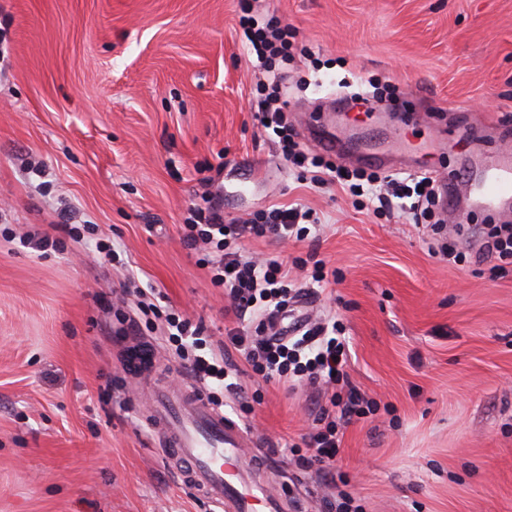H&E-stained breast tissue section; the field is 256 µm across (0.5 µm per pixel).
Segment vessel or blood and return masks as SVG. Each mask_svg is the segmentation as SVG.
I'll return each instance as SVG.
<instances>
[{"mask_svg":"<svg viewBox=\"0 0 512 512\" xmlns=\"http://www.w3.org/2000/svg\"><path fill=\"white\" fill-rule=\"evenodd\" d=\"M512 200V154L502 153L479 180L478 202L496 212ZM153 422L161 450L183 478L208 498L217 512H288L243 464L248 433L201 394L170 389L154 399Z\"/></svg>","mask_w":512,"mask_h":512,"instance_id":"vessel-or-blood-1","label":"vessel or blood"}]
</instances>
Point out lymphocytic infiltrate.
<instances>
[{
	"mask_svg": "<svg viewBox=\"0 0 512 512\" xmlns=\"http://www.w3.org/2000/svg\"><path fill=\"white\" fill-rule=\"evenodd\" d=\"M239 23L259 65L270 74L267 92L258 102V120L267 121L279 137L282 152L294 169L310 173L315 184L333 181L332 165L321 156L298 150L281 101L282 75L276 72L275 63L293 55L287 27L275 17L253 15L249 0H244ZM346 184L353 195L372 197L383 210H401L417 224L432 217L441 205L436 181L430 175L406 181L362 169L351 174ZM213 185V178L204 179L203 204L185 218L182 242L200 255L203 265L209 269L213 287L223 289L235 313L255 314L257 324L253 331L237 327L227 331L238 360L211 351L203 337L202 324L144 300L138 301L137 308L177 336L191 337L195 352L188 362L196 378L212 380L217 386L234 391L238 388L236 378L246 367L254 378L292 385L304 382L324 395L325 401L315 414L311 432L302 438L308 455L300 463L316 466L324 479L334 480L333 463L341 445L343 427L373 414L378 405L347 392L345 344L329 333L325 324L314 323L294 339L286 336L280 318L299 294L287 263L276 256L258 257L245 252V244L250 240H303L311 233L312 213L299 206L276 207L251 220L228 222Z\"/></svg>",
	"mask_w": 512,
	"mask_h": 512,
	"instance_id": "obj_1",
	"label": "lymphocytic infiltrate"
}]
</instances>
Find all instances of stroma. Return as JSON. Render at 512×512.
<instances>
[{
	"instance_id": "35a3bbf8",
	"label": "stroma",
	"mask_w": 512,
	"mask_h": 512,
	"mask_svg": "<svg viewBox=\"0 0 512 512\" xmlns=\"http://www.w3.org/2000/svg\"><path fill=\"white\" fill-rule=\"evenodd\" d=\"M312 51L290 65L289 117L327 123L454 178L512 149V0H255ZM239 0H0V512H215L158 450L144 381L192 385L154 330L133 335L122 286L201 322L213 341L250 328L187 249L180 226L199 180L225 220L300 203L318 237L256 254H316L337 272L334 311L350 388L380 408L344 430L336 468L365 512H512V272H493L443 214L465 260L431 253L406 216L311 185L287 164L252 100L264 75ZM394 100L341 111L361 80ZM483 130L481 143L468 132ZM257 162L241 194L238 163ZM50 246L20 244L27 234ZM109 242L121 263L98 260ZM223 411L267 457L270 493L329 512L337 489L292 450L312 425L311 389L242 378Z\"/></svg>"
}]
</instances>
